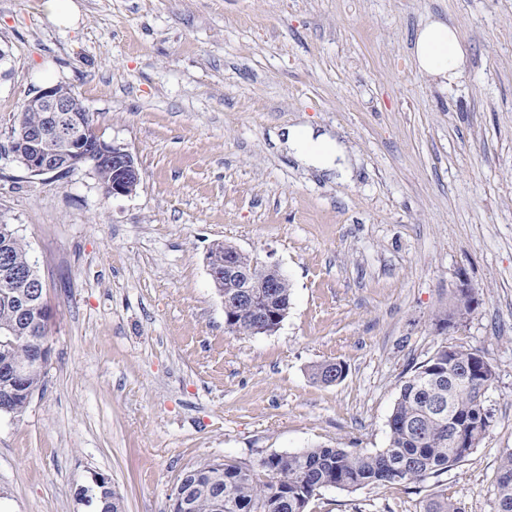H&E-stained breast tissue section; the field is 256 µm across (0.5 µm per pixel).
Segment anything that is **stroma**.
<instances>
[{
	"instance_id": "1",
	"label": "stroma",
	"mask_w": 512,
	"mask_h": 512,
	"mask_svg": "<svg viewBox=\"0 0 512 512\" xmlns=\"http://www.w3.org/2000/svg\"><path fill=\"white\" fill-rule=\"evenodd\" d=\"M0 0V221L28 244L52 309L43 391L0 415V512H167L183 474L319 445L386 447L432 310L466 274L479 305L451 336L494 366L492 418L462 463L419 485L326 488L307 512H418L444 491L495 512L512 448V0ZM456 28L461 76L413 49ZM65 82L141 184L107 196L85 165L30 175L9 147L22 104ZM340 132L343 184L301 166L287 127ZM278 263L292 285L270 335L237 336L206 266L213 243ZM336 361L344 378L313 382ZM72 1L74 0H42L41 9L54 24H66L74 15L75 5ZM414 55L424 75L440 85H448L460 76L465 51L456 29L431 21L418 31ZM311 376L320 384L333 385L334 382L337 383L344 378L345 367L342 363L325 361L312 367Z\"/></svg>"
}]
</instances>
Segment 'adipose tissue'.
<instances>
[{"label":"adipose tissue","mask_w":512,"mask_h":512,"mask_svg":"<svg viewBox=\"0 0 512 512\" xmlns=\"http://www.w3.org/2000/svg\"><path fill=\"white\" fill-rule=\"evenodd\" d=\"M414 55L419 70L433 81L445 85L459 77L465 56L456 29L439 21H431L417 33ZM285 144L303 164L348 177L349 164L344 149L330 134H315L306 126L289 128Z\"/></svg>","instance_id":"obj_1"}]
</instances>
